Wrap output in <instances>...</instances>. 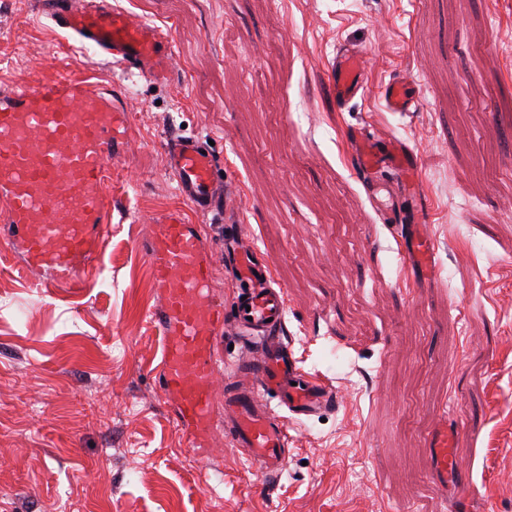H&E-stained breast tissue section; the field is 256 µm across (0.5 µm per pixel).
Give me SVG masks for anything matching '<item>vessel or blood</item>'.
<instances>
[{"mask_svg": "<svg viewBox=\"0 0 512 512\" xmlns=\"http://www.w3.org/2000/svg\"><path fill=\"white\" fill-rule=\"evenodd\" d=\"M58 27L96 52L121 60L153 80L171 70L172 41L113 8L112 0H41ZM330 78L336 100L347 104L366 91L363 56L338 48ZM393 112H414L420 98L406 77L382 90ZM129 113L122 98L68 72L33 83L0 85V223L8 225L27 271L42 273V286L84 288L96 276L94 255L112 222L108 173L130 148ZM207 145L192 136L173 138L167 164L180 197L201 215L224 207V171ZM370 196L384 186L383 169L409 183L419 169L414 152L379 128L350 141ZM409 268L432 269L435 248L417 224H397ZM242 230L228 232L221 248L207 243L197 225L167 215L157 220L146 256L160 304L152 319L162 333L158 365L161 393L173 401L179 425L192 443L223 427L254 470L278 475L288 460V422L320 414L337 401L335 391L298 367L279 331L284 289L270 261L243 244ZM223 254L242 289L231 302L212 291L216 254ZM239 343L234 368L248 385L220 379L225 339ZM440 482L460 469L448 448V425L432 436Z\"/></svg>", "mask_w": 512, "mask_h": 512, "instance_id": "vessel-or-blood-1", "label": "vessel or blood"}]
</instances>
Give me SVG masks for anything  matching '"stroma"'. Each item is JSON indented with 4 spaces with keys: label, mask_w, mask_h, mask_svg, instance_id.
I'll use <instances>...</instances> for the list:
<instances>
[{
    "label": "stroma",
    "mask_w": 512,
    "mask_h": 512,
    "mask_svg": "<svg viewBox=\"0 0 512 512\" xmlns=\"http://www.w3.org/2000/svg\"><path fill=\"white\" fill-rule=\"evenodd\" d=\"M173 43L149 80L59 29L40 0H0V83L60 71L130 108L96 277L72 293L14 267L0 226V512H512V0H112ZM358 46L369 89L337 104L329 68ZM405 73L418 111H389ZM378 127L421 159L434 274L406 269L348 143ZM213 141L218 216L185 204L166 146ZM178 212L220 241L240 224L286 291L282 329L335 407L294 422L268 481L222 433L190 447L156 367L160 303L145 246ZM430 446L435 472L440 482L443 486L448 487V472L458 477V487L461 494L459 499L462 508L467 510V492L469 486L466 484V479L462 475L461 469L450 454L448 448V424L446 422L443 421L439 424L432 435V443Z\"/></svg>",
    "instance_id": "1"
}]
</instances>
